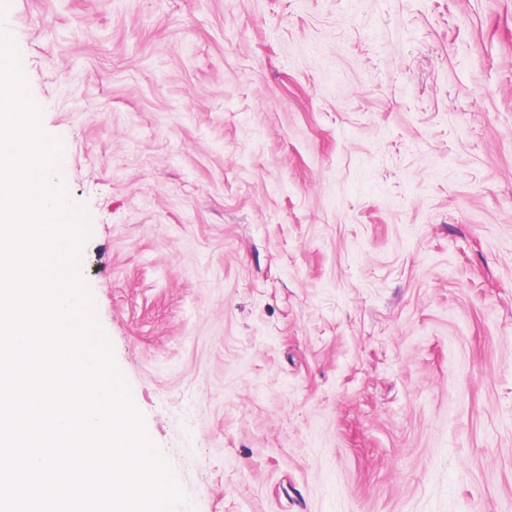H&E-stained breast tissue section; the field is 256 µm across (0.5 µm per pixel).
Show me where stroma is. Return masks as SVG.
Returning <instances> with one entry per match:
<instances>
[{
	"mask_svg": "<svg viewBox=\"0 0 512 512\" xmlns=\"http://www.w3.org/2000/svg\"><path fill=\"white\" fill-rule=\"evenodd\" d=\"M0 24L193 512H512V0Z\"/></svg>",
	"mask_w": 512,
	"mask_h": 512,
	"instance_id": "stroma-1",
	"label": "stroma"
}]
</instances>
